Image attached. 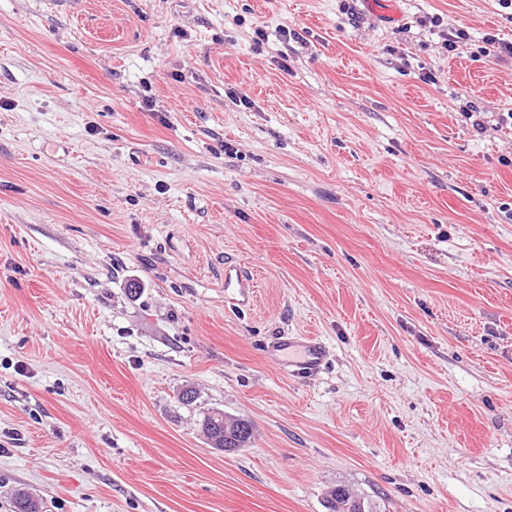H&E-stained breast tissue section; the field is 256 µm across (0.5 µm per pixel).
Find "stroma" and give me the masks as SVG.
<instances>
[{"label":"stroma","instance_id":"1","mask_svg":"<svg viewBox=\"0 0 512 512\" xmlns=\"http://www.w3.org/2000/svg\"><path fill=\"white\" fill-rule=\"evenodd\" d=\"M490 35L498 0H0V512H512ZM254 281L241 266L228 265L224 268V291L234 294L242 306L249 307L254 297ZM328 356L325 345L313 336H280L267 348V358L289 376H314ZM200 428L213 448L224 452H235L248 448L253 435L250 421L233 418L220 411H212L204 415ZM245 426L248 432L245 436L239 433L240 426ZM326 508L329 512H365L364 501L353 496L342 486L329 493Z\"/></svg>","mask_w":512,"mask_h":512}]
</instances>
